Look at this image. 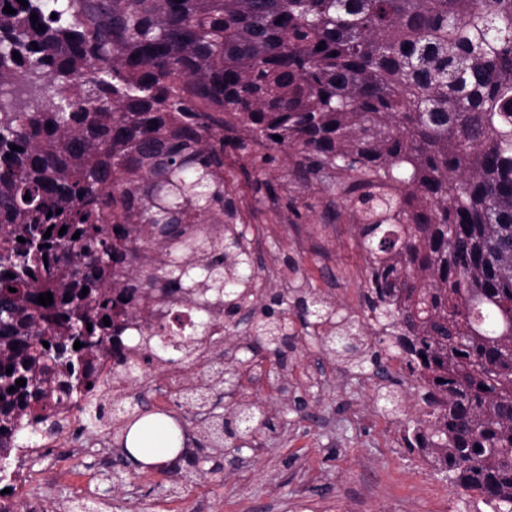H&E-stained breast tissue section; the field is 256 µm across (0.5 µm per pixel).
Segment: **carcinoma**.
Masks as SVG:
<instances>
[{"instance_id": "carcinoma-1", "label": "carcinoma", "mask_w": 512, "mask_h": 512, "mask_svg": "<svg viewBox=\"0 0 512 512\" xmlns=\"http://www.w3.org/2000/svg\"><path fill=\"white\" fill-rule=\"evenodd\" d=\"M8 92L1 453L24 429L55 430L59 383L81 428L129 455L146 418L127 392L141 363L182 374L174 397L200 421L199 447L262 435L268 410L244 392L229 420L203 419L244 375L211 320L258 312L268 348L313 328L324 354L359 370L371 327L426 390L406 447L489 512H512V0H0ZM228 157L295 224L319 203L325 224L348 215L368 258L364 320L309 288L260 305ZM46 292L53 303L38 304ZM173 306L199 313L192 331L161 320ZM127 318L149 334L126 354L115 339ZM106 357L124 370L103 387ZM175 423L147 427L187 444Z\"/></svg>"}]
</instances>
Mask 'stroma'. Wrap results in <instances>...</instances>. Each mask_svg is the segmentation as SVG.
<instances>
[{"label":"stroma","mask_w":512,"mask_h":512,"mask_svg":"<svg viewBox=\"0 0 512 512\" xmlns=\"http://www.w3.org/2000/svg\"><path fill=\"white\" fill-rule=\"evenodd\" d=\"M226 169L250 224L262 227L261 287L287 293L293 259L308 288L335 302L341 314H364L365 253L348 217L339 225L313 213L290 221L284 204L255 200L238 160ZM387 365L397 380L403 410L390 415L379 398L373 365L364 372L327 361L314 339L299 335L288 351L290 388H273L264 371L242 385L276 416L275 433L234 456L209 461L208 472L183 465L145 468L114 483L117 465L102 436L66 428L58 446L46 447L41 468L46 485L42 512H63L74 497L105 501L108 512H473V497L451 486L418 454L409 452L404 430L426 409L423 391L403 362ZM305 396L304 410L294 402Z\"/></svg>","instance_id":"1"}]
</instances>
